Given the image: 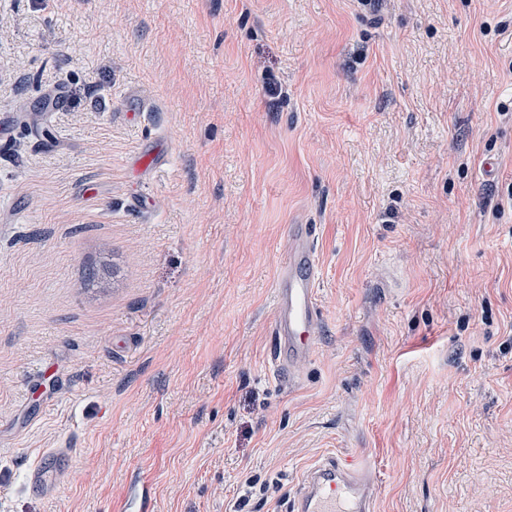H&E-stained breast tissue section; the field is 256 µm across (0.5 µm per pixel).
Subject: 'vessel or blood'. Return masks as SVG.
Instances as JSON below:
<instances>
[{
    "instance_id": "1",
    "label": "vessel or blood",
    "mask_w": 512,
    "mask_h": 512,
    "mask_svg": "<svg viewBox=\"0 0 512 512\" xmlns=\"http://www.w3.org/2000/svg\"><path fill=\"white\" fill-rule=\"evenodd\" d=\"M318 261L310 229L290 227L288 253L274 284V313L270 325V358L279 380L292 388L307 363L322 330L316 299ZM69 451H49L45 461L28 469V487L50 494L65 481ZM378 477L371 461L328 454L317 459L294 484L285 512H374Z\"/></svg>"
}]
</instances>
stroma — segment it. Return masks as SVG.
Masks as SVG:
<instances>
[{
    "label": "stroma",
    "mask_w": 512,
    "mask_h": 512,
    "mask_svg": "<svg viewBox=\"0 0 512 512\" xmlns=\"http://www.w3.org/2000/svg\"><path fill=\"white\" fill-rule=\"evenodd\" d=\"M0 114V512H120L136 475L153 512H284L326 452L376 512H512V0H0ZM293 224L323 328L288 390ZM307 225L290 226L288 253L274 284L270 358L281 384L289 390L295 386L301 367L312 357L322 330L315 289L319 268ZM87 285L102 293L116 288L115 269L112 265V255L108 247L104 246L98 251L96 266L88 279ZM68 457L69 450L66 448L49 451L44 460L28 469L25 476L26 485L30 488L39 487L42 492L52 494L67 478L68 470L65 462ZM46 460H54V464H47Z\"/></svg>",
    "instance_id": "obj_1"
}]
</instances>
